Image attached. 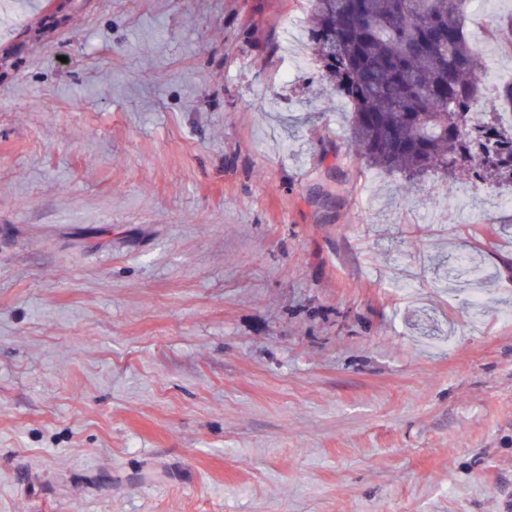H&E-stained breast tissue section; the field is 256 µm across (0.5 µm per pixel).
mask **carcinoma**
I'll return each instance as SVG.
<instances>
[{
    "instance_id": "cac0c4a2",
    "label": "carcinoma",
    "mask_w": 512,
    "mask_h": 512,
    "mask_svg": "<svg viewBox=\"0 0 512 512\" xmlns=\"http://www.w3.org/2000/svg\"><path fill=\"white\" fill-rule=\"evenodd\" d=\"M307 40L350 107L349 141L411 186L429 173L512 186V84L487 95L467 0H309Z\"/></svg>"
}]
</instances>
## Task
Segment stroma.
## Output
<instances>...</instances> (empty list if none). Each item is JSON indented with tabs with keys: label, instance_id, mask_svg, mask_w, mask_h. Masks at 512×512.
<instances>
[{
	"label": "stroma",
	"instance_id": "obj_1",
	"mask_svg": "<svg viewBox=\"0 0 512 512\" xmlns=\"http://www.w3.org/2000/svg\"><path fill=\"white\" fill-rule=\"evenodd\" d=\"M308 16L0 0V512H512V189L361 165Z\"/></svg>",
	"mask_w": 512,
	"mask_h": 512
}]
</instances>
